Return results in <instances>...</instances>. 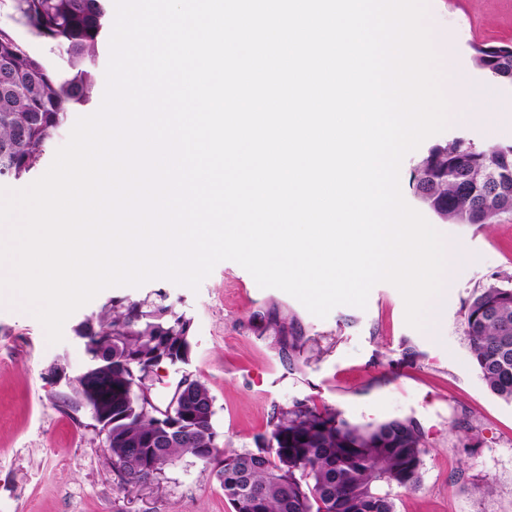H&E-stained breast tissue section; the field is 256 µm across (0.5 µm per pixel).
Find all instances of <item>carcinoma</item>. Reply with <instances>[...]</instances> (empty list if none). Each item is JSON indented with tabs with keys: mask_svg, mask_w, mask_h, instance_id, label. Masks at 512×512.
<instances>
[{
	"mask_svg": "<svg viewBox=\"0 0 512 512\" xmlns=\"http://www.w3.org/2000/svg\"><path fill=\"white\" fill-rule=\"evenodd\" d=\"M37 36L62 51L61 77L8 29L0 28V181H19L40 164L75 106L96 88L99 44L109 0H13ZM492 79L512 84V51L475 56ZM416 197L453 224L493 223L512 212V142L479 149L454 138L429 149L412 175ZM490 283L464 305L473 363L492 394L512 402V276ZM159 301L110 300L87 316L78 334L92 338L94 371L63 404L79 412L91 391L112 388V465L133 491L158 480L184 456L213 466L233 512H396L394 490L420 487L427 449L410 419L361 426L305 402L274 410L270 436L254 450L218 447L214 398L189 375L176 386L170 417L155 397H128L152 386L155 362L188 361L191 321Z\"/></svg>",
	"mask_w": 512,
	"mask_h": 512,
	"instance_id": "obj_1",
	"label": "carcinoma"
}]
</instances>
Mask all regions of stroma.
<instances>
[{
	"mask_svg": "<svg viewBox=\"0 0 512 512\" xmlns=\"http://www.w3.org/2000/svg\"><path fill=\"white\" fill-rule=\"evenodd\" d=\"M426 21L449 113L458 112L463 86H491L499 131L452 119L426 138L400 171L402 195L415 209L411 172L431 146L457 136L484 149L512 140V85L490 81L474 62L477 46L512 42V0H427ZM1 27L65 70L59 52L21 23L11 0H0ZM432 225L446 242L462 243L468 257L451 266L425 330L407 325L392 284L375 285L366 309L341 305L321 319L287 293L260 288L232 261L218 263L195 291L167 280L105 289L66 320L55 345L31 314L0 304V512H232L212 469L189 456L167 466L158 483L126 491L104 434L88 414L62 405L88 361L78 323L110 299L142 300L159 289L191 320V354L188 363L155 367L153 393L167 401L187 374L204 383L214 398L219 447L254 448L255 437L269 433L275 408L297 401L356 424L408 418L428 452L420 489L397 490L396 512H512V403L486 387L463 325L473 292L512 275V213L487 226ZM282 323L295 343L287 351L276 331ZM408 348L416 355L407 360ZM57 365L68 383H52Z\"/></svg>",
	"mask_w": 512,
	"mask_h": 512,
	"instance_id": "obj_1",
	"label": "stroma"
}]
</instances>
